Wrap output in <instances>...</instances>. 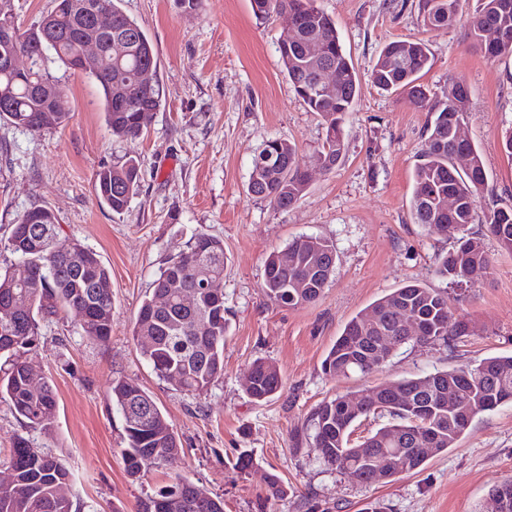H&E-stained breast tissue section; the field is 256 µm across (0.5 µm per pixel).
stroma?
Listing matches in <instances>:
<instances>
[{"mask_svg": "<svg viewBox=\"0 0 512 512\" xmlns=\"http://www.w3.org/2000/svg\"><path fill=\"white\" fill-rule=\"evenodd\" d=\"M331 16L361 83L343 125L344 158L331 172L312 168L306 195L281 211L248 192L252 159L269 139L294 142L312 160L325 137L320 118L292 90L278 52L281 26L257 18L250 0H120L152 42L161 104L144 136L113 138L97 90L83 72L58 91L73 109L65 126L39 134L0 121V239L30 207L57 215L63 234L93 250L112 275V336L93 344L53 324L30 362L52 381L58 412L51 433H26L0 402V459L16 436L66 460L80 512H138L175 475L224 498V512H491L489 491L512 479V404L473 420L458 442L419 470L391 482L356 484L327 467L312 448L310 419L325 400L370 385L451 370L512 354V254L486 225L472 224L491 258L471 284L437 278L452 238L413 222L416 155L432 120L405 95L374 87L383 47L418 38L432 65L419 82L430 92L454 83L469 91L467 128L488 173L481 204L512 206V157L502 139L512 128V56L487 60L472 46L469 19L426 27L419 0H316ZM136 158L138 191L123 215L96 194L100 166ZM221 239L227 258L222 289L224 372L193 395L160 380L131 339L137 310L165 262L196 231ZM302 235L331 240L335 271L318 301L279 306L264 294L265 261ZM448 294V307L472 329L453 346L399 347L368 377L324 372L322 362L346 323L409 282ZM275 365L282 388L257 402L246 393L250 364ZM149 392L181 440L177 466H146L130 478L122 455L124 420L109 397L114 380ZM253 459L240 471L241 451ZM278 475L285 496L267 494Z\"/></svg>", "mask_w": 512, "mask_h": 512, "instance_id": "stroma-1", "label": "stroma"}]
</instances>
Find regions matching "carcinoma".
<instances>
[{"instance_id": "1", "label": "carcinoma", "mask_w": 512, "mask_h": 512, "mask_svg": "<svg viewBox=\"0 0 512 512\" xmlns=\"http://www.w3.org/2000/svg\"><path fill=\"white\" fill-rule=\"evenodd\" d=\"M55 7L38 20L41 32L10 45L0 42V53L26 56L31 67L18 75L0 66V119L33 132L62 127L71 118L72 107L55 93L60 79L58 66L72 69L70 59L80 49L81 37L93 25L92 11L111 13L110 31L99 37L102 60L91 75L101 98L106 124L112 136L135 139L143 135L139 115L160 106L159 84L148 86L139 80L140 71L157 68L154 47L140 25L119 6V0H84L79 7L72 0H55ZM256 17L272 19L295 30L294 43L280 53L289 83L303 102L321 119L325 138L319 153L332 170L344 151L343 123L359 93V79L345 53L332 18L315 5V0H250ZM466 0H422L424 26H450L462 14ZM494 24L502 30L501 40H484L482 28ZM470 35L489 60L512 56V0H479L470 23ZM123 40L129 53L122 61L112 60L109 43ZM319 41L325 58L335 67L336 88L316 87L314 64L307 60V43ZM430 52L420 39L394 40L380 52L370 78L386 92H404L412 105L427 101L425 89L417 83L418 74L429 67ZM469 110V92L460 83L445 86L434 94L430 112L433 120L415 164L410 200L412 219L456 239L457 246L436 263L434 273L452 283L464 282L468 269L483 270L490 257L481 238L469 226L481 219L497 239L500 248L512 253V206L479 211L480 198L487 186L482 156L468 138L457 136ZM461 153L470 158L467 170L460 172L455 159ZM311 181L305 161L295 144L282 138L264 143L254 155L248 192L276 210H286L306 194ZM140 182L139 163L129 158L121 164L103 166L95 174L98 198L113 213L129 206ZM456 207L443 205L449 197ZM76 238L60 237L55 214L42 205L27 210L12 225L7 250L15 264L28 266L30 275L20 283L13 267L0 269V306L14 310V321L0 323V356L6 367L0 369V400L9 404L25 428L49 432L57 415V398L51 379L33 370L27 356L44 342L42 328L70 313L79 317L77 333L104 344L112 336V278L98 255L88 249L82 267L69 260L70 245ZM296 259L280 265L271 253L265 262L263 291L281 306L316 302L334 273L335 246L320 236H300L285 247ZM227 258L224 243L204 232L189 240L187 250L168 260L153 282L152 293L142 301L132 328V338L157 376L191 394H203L224 372V297H215L198 287L204 272L224 274ZM310 278V286L296 288L300 279ZM165 295L168 304L160 308L156 297ZM416 318L421 331L411 333L409 320ZM468 321L455 318L448 310L447 294L408 283L394 289L358 312L345 325L328 351L324 370L336 376L359 374L366 377L386 361L377 354L384 336L399 337V344L448 346L466 335ZM252 378L248 393L257 401L267 400L282 387L275 365L263 360L249 367ZM446 405L434 408L439 434L433 451L421 448L414 439L411 418L414 412L401 408L396 397L406 396L422 407L434 395ZM110 397L124 419V459L126 472L137 477L146 465L168 466L179 456L180 441L152 396L135 382H112ZM357 412L344 409L351 394L336 395L313 413L312 445L320 459L346 479L374 482V470L361 448L373 454L394 455L404 460V468L387 475L394 479L420 468L430 458L453 447L469 427V421L498 406L512 403V355L493 356L472 365L437 371L422 377L405 378L387 385H372L359 394ZM152 407L150 416L139 420L128 410L135 404ZM387 415L388 423L353 443L354 424L361 418ZM0 465L12 472L9 484H0V512H72L74 481L65 463L33 447L19 436L7 459ZM499 498L500 512H512V480L491 489ZM141 512H224V499L207 492L184 476L148 497Z\"/></svg>"}]
</instances>
